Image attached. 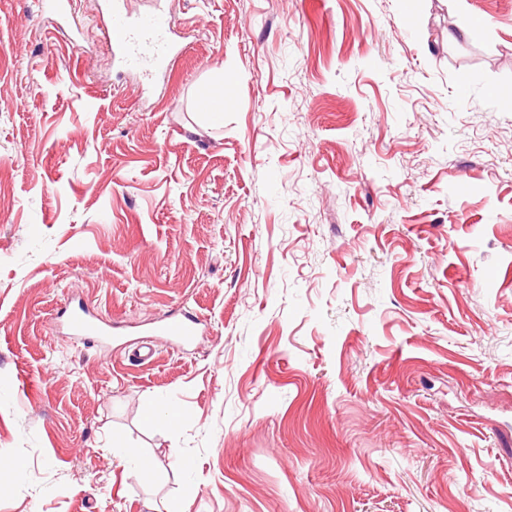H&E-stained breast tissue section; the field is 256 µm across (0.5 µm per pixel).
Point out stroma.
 <instances>
[{"label": "stroma", "instance_id": "1", "mask_svg": "<svg viewBox=\"0 0 512 512\" xmlns=\"http://www.w3.org/2000/svg\"><path fill=\"white\" fill-rule=\"evenodd\" d=\"M161 5L0 0V512H512V0ZM113 1L110 40L120 62L137 69L151 83L182 52L173 39L174 23L164 10L153 8L137 16L124 13ZM66 328L71 335L83 339L95 338L101 343L114 334L100 318L80 306L68 314ZM201 323L197 316L183 313L159 323L153 332L182 345H193L201 335Z\"/></svg>", "mask_w": 512, "mask_h": 512}]
</instances>
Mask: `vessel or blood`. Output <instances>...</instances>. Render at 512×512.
I'll return each instance as SVG.
<instances>
[{"label": "vessel or blood", "mask_w": 512, "mask_h": 512, "mask_svg": "<svg viewBox=\"0 0 512 512\" xmlns=\"http://www.w3.org/2000/svg\"><path fill=\"white\" fill-rule=\"evenodd\" d=\"M173 33L174 23L165 10L154 8L131 16L120 7L112 9L110 40L114 51L120 62L141 71L147 80H155L181 54L182 47ZM66 328L71 335L101 342L111 334L100 318L81 307L70 311ZM154 333L189 346L201 334L200 321L197 316L184 313L159 323Z\"/></svg>", "instance_id": "b4317fda"}]
</instances>
